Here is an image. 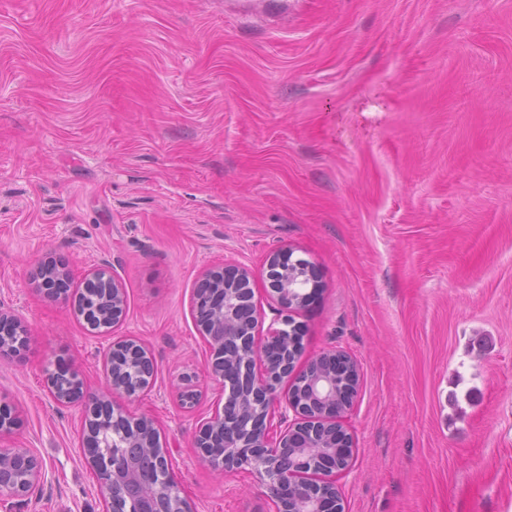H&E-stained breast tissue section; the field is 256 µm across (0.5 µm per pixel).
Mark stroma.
Segmentation results:
<instances>
[{"mask_svg":"<svg viewBox=\"0 0 512 512\" xmlns=\"http://www.w3.org/2000/svg\"><path fill=\"white\" fill-rule=\"evenodd\" d=\"M290 247L323 287L303 356L360 365L346 512H512V0H0V358L20 414L0 448L45 480L0 512H101L85 406L47 391L73 358L151 350L153 417L191 512H271L256 475L193 446L220 398L191 313L208 268ZM108 265L125 319L88 330L29 283ZM198 395L184 407V390ZM28 332L22 318L15 312L0 308V357L21 353L28 343Z\"/></svg>","mask_w":512,"mask_h":512,"instance_id":"1","label":"stroma"}]
</instances>
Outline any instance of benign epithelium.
Wrapping results in <instances>:
<instances>
[{
    "label": "benign epithelium",
    "mask_w": 512,
    "mask_h": 512,
    "mask_svg": "<svg viewBox=\"0 0 512 512\" xmlns=\"http://www.w3.org/2000/svg\"><path fill=\"white\" fill-rule=\"evenodd\" d=\"M293 254L288 247L267 255L264 303L255 300V272L246 265L214 267L198 280L192 312L209 345V374L224 388V404L200 424L195 448L217 471L256 472L265 481L274 512H345L338 482L355 448L344 418L358 395L359 367L344 352L328 350L297 369L303 331L294 314L309 305L318 274L312 262ZM70 280L66 263L57 259L36 263L30 274L31 284L51 299L67 298ZM83 287L95 289L105 301L101 309H86L87 325L97 321L107 329L121 324L126 289L109 267L90 270ZM28 339L22 318L0 308V357L20 354ZM104 359L107 392L94 397L88 396L84 376L74 365L58 359L46 369L56 403H85L84 454L104 493V512H188L153 419L133 417L117 403L152 388V353L140 339L126 336L112 341ZM108 417L132 429L127 445L156 455L158 473L144 472L118 454L92 452L90 422ZM19 421L17 410L0 403L1 437ZM42 477V460L32 449L0 448L1 502H25Z\"/></svg>",
    "instance_id": "benign-epithelium-1"
}]
</instances>
